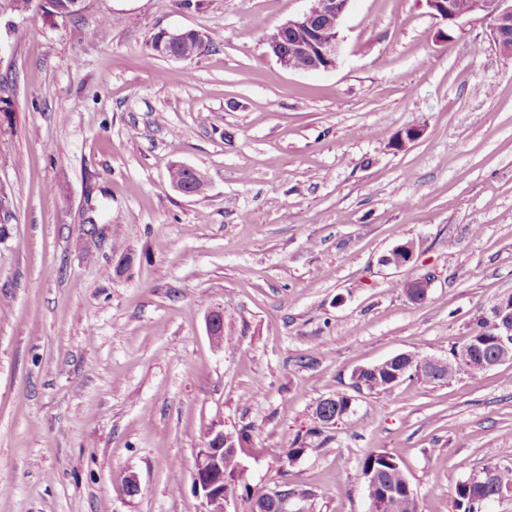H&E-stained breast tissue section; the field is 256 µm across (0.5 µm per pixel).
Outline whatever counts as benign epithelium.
Here are the masks:
<instances>
[{
    "instance_id": "7a95c632",
    "label": "benign epithelium",
    "mask_w": 512,
    "mask_h": 512,
    "mask_svg": "<svg viewBox=\"0 0 512 512\" xmlns=\"http://www.w3.org/2000/svg\"><path fill=\"white\" fill-rule=\"evenodd\" d=\"M350 0H321L323 14L333 18L336 29L326 32L312 25V11L307 9L294 19L288 20L266 36L267 54L275 57L284 67L289 68L288 59L294 53H306L308 65L303 71L328 70L337 66L340 47V27ZM433 16L446 22L448 27H461L472 18L479 9H484L482 19L489 29V36L495 50L502 56L512 57V0H489V4L480 6L476 0H425ZM294 34L295 40L285 42L286 35ZM191 175L185 184H175L173 188L187 197L201 196L206 193L209 183L199 170L181 164ZM416 243L406 241L394 246L381 262L397 270L406 267L414 258ZM432 278L421 276L413 281V289L408 298L421 302L428 296ZM495 318L499 336L494 345L487 349L492 362L512 357V296L508 295L495 304ZM207 334L212 343L220 347L224 343V311L213 310L206 317ZM377 369L385 370L394 380L408 369L404 365V355H394L377 364ZM315 418L326 427L336 425V415L332 413L330 399L325 398L315 408ZM228 436L223 432L210 434L207 448L196 460L194 470V489L201 495L210 512H224L225 503L231 491L224 488V456L221 451L233 448Z\"/></svg>"
}]
</instances>
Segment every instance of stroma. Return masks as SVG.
Listing matches in <instances>:
<instances>
[{"label": "stroma", "mask_w": 512, "mask_h": 512, "mask_svg": "<svg viewBox=\"0 0 512 512\" xmlns=\"http://www.w3.org/2000/svg\"><path fill=\"white\" fill-rule=\"evenodd\" d=\"M308 5L87 0L62 19L0 0V512H207L193 472L222 430L254 447L227 512L285 485L290 512H369L378 448L420 512L512 467V361L314 418L353 369L448 357L512 294V58L480 19L447 40L425 0H350L337 66L283 68L265 38ZM162 30L205 49L151 56ZM175 162L205 195L173 190ZM407 240L408 266L381 265ZM423 275L415 304L396 284ZM186 169L191 175L190 181L185 184H172L171 186L187 197L204 195L209 187L206 176L199 170L190 167L184 163H175ZM181 167L172 164L168 170V180L170 183H184L187 182L189 176L187 172ZM334 397L336 399V412H338L337 419L336 413H332L330 398L321 400V402L315 408V418L317 422H320L325 427H332L338 422L343 421L344 419H348L354 414L353 407L352 409H349V405L350 407L352 405L351 396L347 395L346 393H336V396Z\"/></svg>", "instance_id": "1"}]
</instances>
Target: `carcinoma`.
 <instances>
[{
    "mask_svg": "<svg viewBox=\"0 0 512 512\" xmlns=\"http://www.w3.org/2000/svg\"><path fill=\"white\" fill-rule=\"evenodd\" d=\"M47 6L43 12L50 17L72 18L74 13L70 10V0H46ZM498 328L491 316H481L476 320L466 344H486L495 340ZM484 353L475 350L466 362L465 368L475 374L484 371ZM448 359V364L439 372L429 373L422 371L415 375L408 374L407 378L416 377L425 381H449L459 369L463 368ZM350 386L357 392L380 394L389 390L386 379L381 372L373 370L359 371L358 381L350 382ZM237 449H224V482L236 486L239 477V461L248 452V435L239 431L233 434ZM494 475L488 482L484 481L481 475H475L456 485L452 498V512H483L484 506L495 499L501 489L512 490V468H499L491 466ZM379 472V480L382 485H389L396 488V494L383 499L378 489L368 485L367 496L369 504L375 506V512H419L418 500L413 492H407L405 482L407 476L399 463V457L391 450L379 449L369 452L363 459L360 475L366 477L370 471Z\"/></svg>",
    "mask_w": 512,
    "mask_h": 512,
    "instance_id": "carcinoma-1",
    "label": "carcinoma"
}]
</instances>
